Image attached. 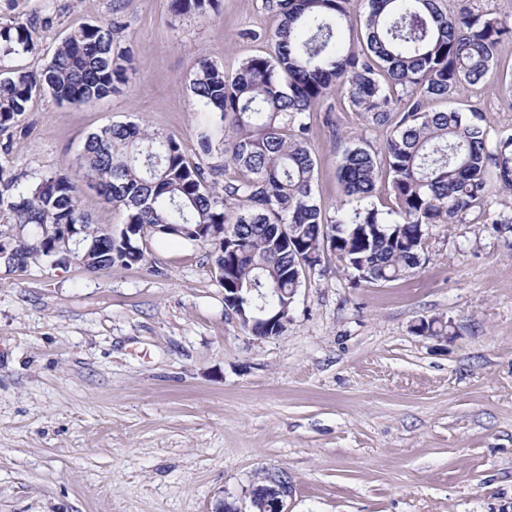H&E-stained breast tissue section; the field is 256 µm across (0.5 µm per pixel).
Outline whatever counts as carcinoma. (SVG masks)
<instances>
[{
	"label": "carcinoma",
	"instance_id": "1",
	"mask_svg": "<svg viewBox=\"0 0 512 512\" xmlns=\"http://www.w3.org/2000/svg\"><path fill=\"white\" fill-rule=\"evenodd\" d=\"M216 2L173 0V7L205 16ZM439 2L275 0V55L246 58L231 78L201 57L189 81L191 95L214 117L201 149L221 145L225 165L241 173L224 181V194L213 191L210 173L174 137L132 122L112 124L88 135L77 161L88 185H100L99 195L132 229L94 224L78 185L62 170L20 191L0 165V214L10 226L0 246L17 248L19 270L64 266L70 259L57 250L61 225L77 224L91 247L93 272L102 273L114 264H147L154 236L180 237L209 247L221 283L239 289L237 306L262 319L291 307V291L326 252L366 283L413 273L426 262L430 226L464 223L484 206L489 173L512 190V133L491 147L477 107L469 118L458 109L427 108L488 75L498 46L512 39V20L475 11L466 0L448 9ZM32 29L0 27V129L38 94L81 106L125 83L112 25L105 23L71 30L37 71L6 69V59L36 50ZM333 94L386 137L378 150L355 144L343 151L344 199L330 217L313 192L316 157L306 118ZM381 180L395 203L386 211L367 203ZM417 330L446 336L448 323L423 320Z\"/></svg>",
	"mask_w": 512,
	"mask_h": 512
}]
</instances>
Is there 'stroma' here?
I'll return each mask as SVG.
<instances>
[{
    "instance_id": "35a3bbf8",
    "label": "stroma",
    "mask_w": 512,
    "mask_h": 512,
    "mask_svg": "<svg viewBox=\"0 0 512 512\" xmlns=\"http://www.w3.org/2000/svg\"><path fill=\"white\" fill-rule=\"evenodd\" d=\"M267 0H219L211 19L171 0H0V26L34 23L37 49L12 67L40 69L86 22L119 27L120 92L78 107L34 98L5 136L0 166L20 186L62 168L74 180L86 137L134 122L200 149L209 116L188 85L206 57L234 74L265 52ZM467 86L489 140L512 130L499 79ZM313 190L342 196L346 146H380L331 98L307 117ZM512 192L491 182L482 216L429 230L426 262L385 284L359 283L335 257L311 269L287 330L258 338L224 304L209 249L149 243L146 266L105 273L0 269V512H213L245 507L262 471L287 473L290 512H512ZM440 318L447 336L414 327Z\"/></svg>"
}]
</instances>
